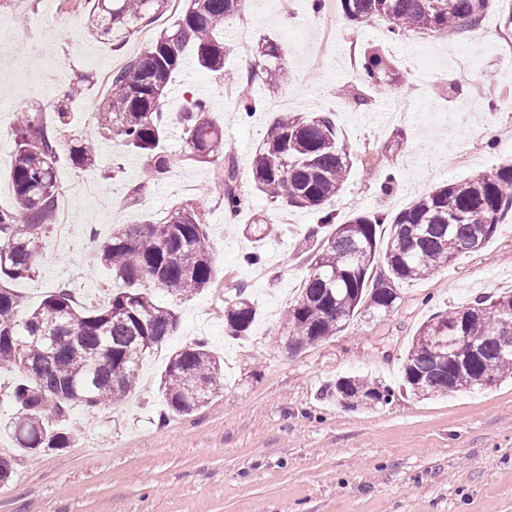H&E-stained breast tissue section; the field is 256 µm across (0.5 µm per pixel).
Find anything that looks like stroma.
Segmentation results:
<instances>
[{
  "label": "stroma",
  "instance_id": "stroma-1",
  "mask_svg": "<svg viewBox=\"0 0 512 512\" xmlns=\"http://www.w3.org/2000/svg\"><path fill=\"white\" fill-rule=\"evenodd\" d=\"M91 8L90 0H55L49 10L44 0H0V102L13 113H49L59 87L82 85L65 136L96 138L101 157L91 173L59 165L68 230L51 229L37 277L13 287L28 308L62 284L79 305L106 303L113 280L92 261L98 241L118 225L156 222L182 206L208 227L215 284L180 300L157 292L179 323L147 354L134 392L109 408L71 410L68 448L18 456L12 483L0 489V512H512L511 380L424 400L398 394L374 409L347 410L331 396L340 376L398 385L411 340L431 315L512 290V213L482 249L401 285L389 315L352 320L291 354L272 333L307 276L303 236L319 214L291 208L289 223L278 224L283 211L255 189L251 173L269 123L283 112L333 114L353 157L345 190L325 206L339 224L365 212L395 215L435 186L512 162V59L501 51L512 29L503 25L502 0H490L478 32L395 38L384 23L347 19L339 0L319 15L311 0H251L224 27L234 50L223 79L186 59L165 105L173 113L193 95L212 102L240 164L245 204L231 223L211 165L187 156L179 136L168 140L173 163L159 179L118 141L98 136L102 65L121 67L146 50L177 10L115 47L91 35ZM265 38L279 44L288 81L254 85L261 106L245 121L226 91ZM326 38L331 48L317 56ZM353 47L386 54L402 83L362 87L347 57ZM400 99L409 100L411 117L388 123ZM137 184L141 204L126 209ZM261 216L279 229L254 269L242 262L253 246L243 228ZM239 287L260 315L249 335L233 339L224 305ZM199 340L220 358L224 388L193 415L167 413V361Z\"/></svg>",
  "mask_w": 512,
  "mask_h": 512
}]
</instances>
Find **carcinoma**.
<instances>
[{"label": "carcinoma", "instance_id": "1", "mask_svg": "<svg viewBox=\"0 0 512 512\" xmlns=\"http://www.w3.org/2000/svg\"><path fill=\"white\" fill-rule=\"evenodd\" d=\"M188 7L143 53L112 73L101 99L98 133L115 137L142 159L146 173L168 172L172 156L167 130L177 124L185 149L213 167L222 188L224 210L236 214L242 204L239 165L224 151V131L207 101L192 97L174 115L163 109L169 84L189 49L197 64L224 74L232 52L219 37L224 23L245 11L249 0H188ZM169 0H94L92 17L100 37L129 32L163 14ZM346 17L374 20L399 35L405 30L452 34L481 27L488 0H340ZM257 67L247 83L287 80L279 45L269 39L257 48ZM403 75L378 51L364 55L360 84L374 87ZM54 122L43 113L23 112L12 127L15 151L10 178L15 207L0 209V369H16L10 397L16 416L8 424L17 446L27 452L65 448L64 424L75 405L107 407L135 390L147 353L176 329L177 315L160 305L152 291L191 296L214 282L206 225L192 210L176 208L157 223L126 224L101 241L93 261L107 266L117 282L109 301L80 306L72 291L60 286L30 310L10 284L36 274L45 233L54 226L59 197L57 166L62 154L76 168L96 164V146L78 138L61 141L68 125L66 102L56 103ZM352 161L338 145L336 125L328 115L284 113L269 124L252 159L255 188L277 207L318 209L345 188ZM512 210V163L497 172H477L418 196L392 219L380 212L361 213L332 234L309 231L305 245L310 272L290 303L276 342L292 354L336 335L355 317H384L396 306L399 286L422 281L462 254L480 250ZM390 224L385 246L380 228ZM257 308L245 288L225 302L228 335L248 334ZM54 319L56 351L47 355L32 336ZM466 336L480 354L459 369L450 358L452 340ZM512 378V293L483 298L438 312L416 332L403 364V386L418 398L491 388ZM224 387L220 363L205 343L175 352L165 369L162 388L167 408L189 415L204 407ZM332 395L348 408L390 403L393 389L362 376L336 380ZM15 458L0 455V488L11 482Z\"/></svg>", "mask_w": 512, "mask_h": 512}]
</instances>
